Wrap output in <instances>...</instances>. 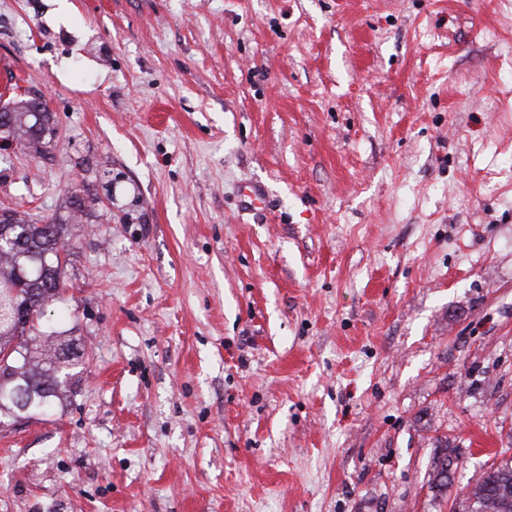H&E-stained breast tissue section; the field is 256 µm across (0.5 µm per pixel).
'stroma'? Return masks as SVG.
Returning <instances> with one entry per match:
<instances>
[{"label":"stroma","mask_w":512,"mask_h":512,"mask_svg":"<svg viewBox=\"0 0 512 512\" xmlns=\"http://www.w3.org/2000/svg\"><path fill=\"white\" fill-rule=\"evenodd\" d=\"M4 86L85 358L0 512H464L512 459V0H0ZM9 126L14 137L29 142L49 144L54 134V119L47 106L39 99H25L8 102L1 106L0 124ZM45 134V135H44Z\"/></svg>","instance_id":"obj_1"}]
</instances>
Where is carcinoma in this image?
<instances>
[{
  "instance_id": "1",
  "label": "carcinoma",
  "mask_w": 512,
  "mask_h": 512,
  "mask_svg": "<svg viewBox=\"0 0 512 512\" xmlns=\"http://www.w3.org/2000/svg\"><path fill=\"white\" fill-rule=\"evenodd\" d=\"M0 122L29 142L54 134L52 113L36 98L0 107ZM66 224L0 213V416L46 413L68 383L67 369L80 358L71 343L60 345L57 355L42 348L46 308L67 290ZM467 512H512V460L491 467L476 483Z\"/></svg>"
}]
</instances>
